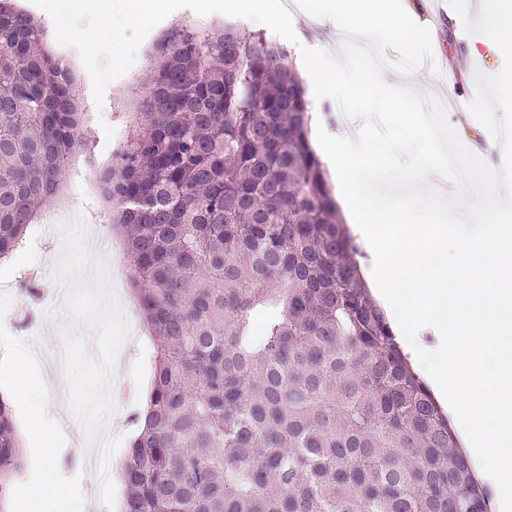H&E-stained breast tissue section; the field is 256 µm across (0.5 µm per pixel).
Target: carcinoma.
Returning a JSON list of instances; mask_svg holds the SVG:
<instances>
[{
    "label": "carcinoma",
    "instance_id": "carcinoma-1",
    "mask_svg": "<svg viewBox=\"0 0 512 512\" xmlns=\"http://www.w3.org/2000/svg\"><path fill=\"white\" fill-rule=\"evenodd\" d=\"M45 40L0 0V262L89 146ZM308 106L291 52L264 32L176 23L149 55L96 180L156 340L122 512H489L368 292ZM21 466L0 393V512Z\"/></svg>",
    "mask_w": 512,
    "mask_h": 512
}]
</instances>
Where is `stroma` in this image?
<instances>
[{
    "label": "stroma",
    "mask_w": 512,
    "mask_h": 512,
    "mask_svg": "<svg viewBox=\"0 0 512 512\" xmlns=\"http://www.w3.org/2000/svg\"><path fill=\"white\" fill-rule=\"evenodd\" d=\"M21 8L33 13L43 24L48 46L70 67L75 75L82 109L89 124L93 146L90 154H77L62 173L63 194L60 199L45 204L35 233L21 243L11 265L0 267V390L9 391L21 385L26 399L12 405V412L21 441L23 467L12 483L13 498L9 512H20L16 498L21 489L36 486L41 490L37 512H84V503H92L93 512H108L100 499V484L96 475L86 471L88 455L85 435L73 416L66 396L57 395L52 383H65L64 371L54 366L52 350L62 348L59 328L69 322L63 301L41 308L44 332L40 341H33L26 328L24 309L18 308L12 295L11 281L17 269H34L42 274L41 291H58L54 278L55 265L62 252V230L53 222L61 202H68L74 220L84 221L93 214L102 200L95 187L85 180L89 163L108 162L120 144L127 122V113L138 94V83L144 75L147 48L167 30L160 23L147 36L148 45L136 52L135 63L105 91L103 105H96L91 77L78 51L58 45L52 18L34 4L33 0H18ZM419 22L437 19L438 31L432 39L433 48L448 56V83L452 95L473 99L475 79L469 74L471 62L466 45L460 44L457 34L461 23L457 15L466 14V7L456 12L433 15L429 0H412ZM153 340L145 331H138L134 342L123 344L116 364L113 382L114 412L107 431L113 436L130 437L131 417L138 410L142 392L151 387L153 373Z\"/></svg>",
    "instance_id": "35a3bbf8"
}]
</instances>
